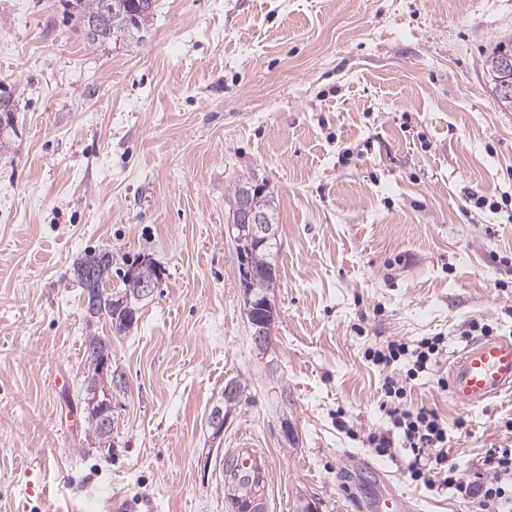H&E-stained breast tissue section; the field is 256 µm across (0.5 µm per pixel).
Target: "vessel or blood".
<instances>
[{
	"instance_id": "1",
	"label": "vessel or blood",
	"mask_w": 512,
	"mask_h": 512,
	"mask_svg": "<svg viewBox=\"0 0 512 512\" xmlns=\"http://www.w3.org/2000/svg\"><path fill=\"white\" fill-rule=\"evenodd\" d=\"M448 391L453 402L467 407L511 392L512 338L488 336L469 343L448 365ZM232 455L235 467L225 473V486L252 493L254 512H267L266 490L272 473L268 456L246 439Z\"/></svg>"
}]
</instances>
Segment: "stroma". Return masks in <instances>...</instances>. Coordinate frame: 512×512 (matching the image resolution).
I'll return each instance as SVG.
<instances>
[{"label":"stroma","instance_id":"35a3bbf8","mask_svg":"<svg viewBox=\"0 0 512 512\" xmlns=\"http://www.w3.org/2000/svg\"><path fill=\"white\" fill-rule=\"evenodd\" d=\"M139 42L91 46L63 0H0V512H229L240 437L272 464L269 512H480L381 457L384 374L364 357L444 336L407 387L448 425L461 474L512 448V393L479 407L441 379L471 320L512 338V110L484 85L512 0H157ZM276 202L271 347L250 340L225 198ZM485 197L486 206L476 203ZM112 284L163 272L108 325L112 438L85 420V253ZM241 382L224 433L208 416ZM465 428H458V419ZM293 429L285 441L282 423ZM161 280L162 272L154 263L150 262V260H145L140 263L136 272L127 281V289L120 295L121 299L119 303L116 304L118 311H121L117 315L118 326L115 331L116 334H121L122 332L126 333L134 324L138 323L139 316H137L135 322V315L138 309L133 307V302L137 303L139 306L141 303L151 300L159 288ZM122 316L123 321L120 323ZM127 320H132V322L135 323L132 326L130 323L123 327V324H126Z\"/></svg>","mask_w":512,"mask_h":512}]
</instances>
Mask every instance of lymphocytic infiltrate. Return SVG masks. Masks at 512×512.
Listing matches in <instances>:
<instances>
[{
  "mask_svg": "<svg viewBox=\"0 0 512 512\" xmlns=\"http://www.w3.org/2000/svg\"><path fill=\"white\" fill-rule=\"evenodd\" d=\"M444 344V337L433 336L413 346L392 340L386 346L366 350L368 360L388 371L382 385V407L392 425L391 432L372 434L369 443L382 457L391 455L394 445H401L407 455L405 470L412 481L429 488L439 485L458 497L478 500L483 512H500L512 505V448L493 450L485 456L482 470L472 478H461L457 466L447 463V426L434 410L406 403V382L436 362ZM398 369L404 370V379L395 378Z\"/></svg>",
  "mask_w": 512,
  "mask_h": 512,
  "instance_id": "f902f5d3",
  "label": "lymphocytic infiltrate"
}]
</instances>
